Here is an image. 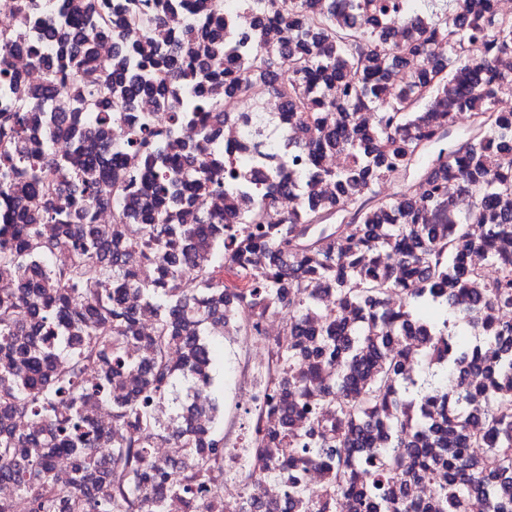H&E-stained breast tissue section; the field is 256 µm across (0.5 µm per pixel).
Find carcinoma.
Here are the masks:
<instances>
[{"label":"carcinoma","mask_w":512,"mask_h":512,"mask_svg":"<svg viewBox=\"0 0 512 512\" xmlns=\"http://www.w3.org/2000/svg\"><path fill=\"white\" fill-rule=\"evenodd\" d=\"M17 27L0 34V84L16 79L15 51L42 66L30 95L0 111V264L17 273L0 288V482L27 500L29 512H173L193 500L200 509L219 496L224 432L204 444L184 437L180 419L161 423L152 403L164 400L178 377L168 349L180 343L189 368L216 360L208 332L209 297L224 287V265L263 259L250 289L253 305L294 295L295 321L278 347L282 368L296 365L312 318L319 363L337 372L331 398L336 425L312 416L308 436L288 466L312 458L334 472L327 492L336 512H464L474 494L488 512L512 503V123L497 113L512 96V71L494 64L512 52V19L494 0H448L430 13L405 0L407 31L395 42L380 17L390 0H242L259 26L276 25L271 45L258 32L243 55L226 39L219 0H7ZM112 40L105 66L100 39ZM260 101L280 96L302 129L308 181L299 210L274 214L277 195L296 184L274 179L256 188L244 162L225 168L213 131L224 124L223 103L201 83ZM145 97L163 103L167 124L133 117ZM473 113L464 138H450L455 113ZM374 112L371 131L354 115ZM128 137L121 158L110 155L113 126ZM192 125L201 142L175 154L167 142ZM72 137L70 150H52L53 131ZM346 155L324 168L326 151ZM413 191L383 196L376 186L406 181ZM464 176L457 196L444 182ZM336 183V197L312 193ZM237 193L248 206L226 213L206 200ZM111 207L114 223L95 222ZM446 210L448 237L426 222ZM45 224L58 232L46 238ZM136 248L143 274L123 262L122 240ZM473 247L500 269L487 281L470 268ZM205 248L223 264L197 267ZM336 290V309L317 289ZM134 293L155 311V333L140 336L124 307ZM365 308L368 326L346 327L342 313ZM300 398L322 386L314 374L288 380ZM108 404L117 428L101 427L90 403ZM24 417L39 428L13 429ZM377 430L386 447L354 460L345 427ZM336 456L322 455L328 432ZM182 441L187 459L174 472L150 464L151 439ZM442 448L432 455L428 442ZM66 454L62 476L53 459ZM439 476L420 505L407 482ZM288 508L312 512L314 493L299 481Z\"/></svg>","instance_id":"1"}]
</instances>
